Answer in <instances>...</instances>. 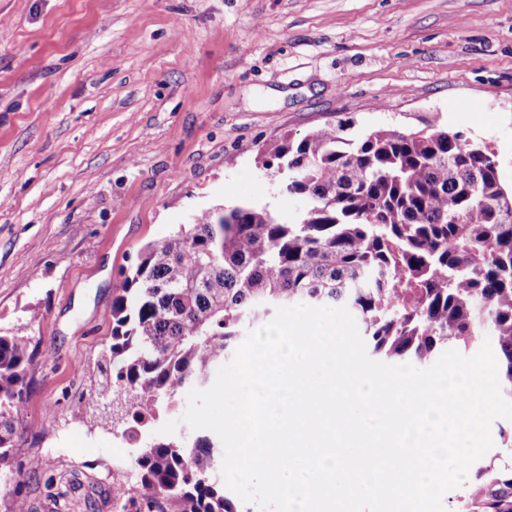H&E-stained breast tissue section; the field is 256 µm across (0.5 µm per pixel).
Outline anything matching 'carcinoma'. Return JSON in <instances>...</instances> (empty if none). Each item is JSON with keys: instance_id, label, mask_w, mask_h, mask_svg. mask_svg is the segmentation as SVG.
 Returning a JSON list of instances; mask_svg holds the SVG:
<instances>
[{"instance_id": "1", "label": "carcinoma", "mask_w": 512, "mask_h": 512, "mask_svg": "<svg viewBox=\"0 0 512 512\" xmlns=\"http://www.w3.org/2000/svg\"><path fill=\"white\" fill-rule=\"evenodd\" d=\"M344 131L267 150L264 171L284 170L282 189L303 201L297 216L251 202L206 212L146 245L124 277L98 374L122 394V436L141 443L134 512H250L224 490L220 444L147 434L279 306L344 305L387 360L422 364L488 338L512 398V189L495 154L439 128ZM39 356L0 334V466ZM501 437L507 451L474 468L454 512H512V430Z\"/></svg>"}]
</instances>
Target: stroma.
<instances>
[{"label":"stroma","instance_id":"obj_1","mask_svg":"<svg viewBox=\"0 0 512 512\" xmlns=\"http://www.w3.org/2000/svg\"><path fill=\"white\" fill-rule=\"evenodd\" d=\"M348 118L463 133L511 188L512 0H0V332L50 352L0 512H122L136 476L92 378L124 271L217 207L297 215L266 148Z\"/></svg>","mask_w":512,"mask_h":512}]
</instances>
